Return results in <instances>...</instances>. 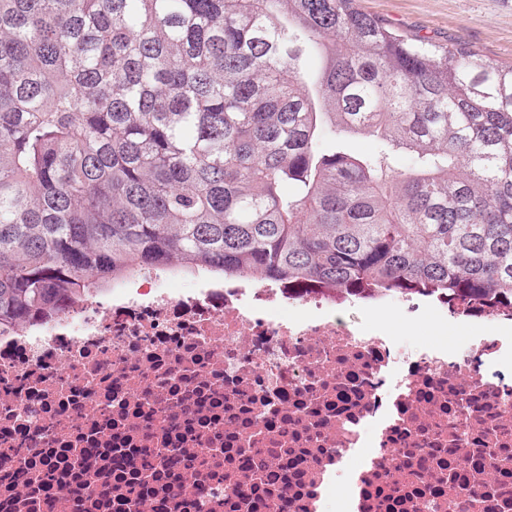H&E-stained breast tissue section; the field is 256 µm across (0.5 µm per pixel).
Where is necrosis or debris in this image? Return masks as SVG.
I'll list each match as a JSON object with an SVG mask.
<instances>
[{
  "mask_svg": "<svg viewBox=\"0 0 512 512\" xmlns=\"http://www.w3.org/2000/svg\"><path fill=\"white\" fill-rule=\"evenodd\" d=\"M358 310L433 323L407 349ZM450 323L476 333L439 341ZM334 502L512 512V307L150 268L0 328V512Z\"/></svg>",
  "mask_w": 512,
  "mask_h": 512,
  "instance_id": "necrosis-or-debris-1",
  "label": "necrosis or debris"
}]
</instances>
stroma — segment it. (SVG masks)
<instances>
[{
	"label": "stroma",
	"mask_w": 512,
	"mask_h": 512,
	"mask_svg": "<svg viewBox=\"0 0 512 512\" xmlns=\"http://www.w3.org/2000/svg\"><path fill=\"white\" fill-rule=\"evenodd\" d=\"M392 28L440 46L464 45L512 65V0H358Z\"/></svg>",
	"instance_id": "stroma-1"
}]
</instances>
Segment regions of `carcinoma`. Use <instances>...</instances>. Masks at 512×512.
I'll return each instance as SVG.
<instances>
[{
	"instance_id": "cac0c4a2",
	"label": "carcinoma",
	"mask_w": 512,
	"mask_h": 512,
	"mask_svg": "<svg viewBox=\"0 0 512 512\" xmlns=\"http://www.w3.org/2000/svg\"><path fill=\"white\" fill-rule=\"evenodd\" d=\"M156 266L512 304V66L356 0H0V325Z\"/></svg>"
}]
</instances>
